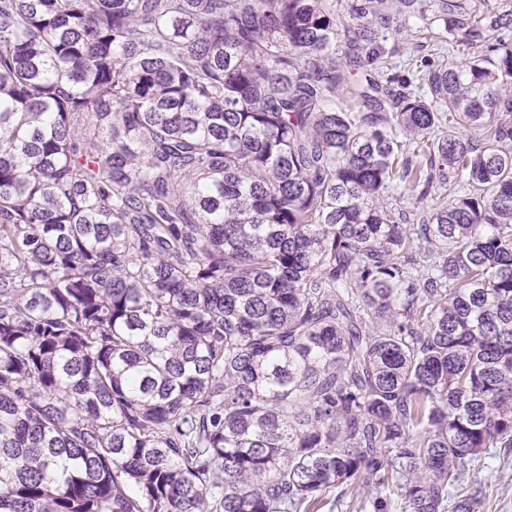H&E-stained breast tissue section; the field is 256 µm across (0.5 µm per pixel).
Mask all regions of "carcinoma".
Instances as JSON below:
<instances>
[{
    "mask_svg": "<svg viewBox=\"0 0 512 512\" xmlns=\"http://www.w3.org/2000/svg\"><path fill=\"white\" fill-rule=\"evenodd\" d=\"M338 2L0 0V512L512 468V10ZM411 34V35H410ZM385 41H381L385 55L391 59L394 71H403L405 61L408 59H418L433 54L432 43L429 38L421 33H395L389 29L384 31Z\"/></svg>",
    "mask_w": 512,
    "mask_h": 512,
    "instance_id": "carcinoma-1",
    "label": "carcinoma"
}]
</instances>
